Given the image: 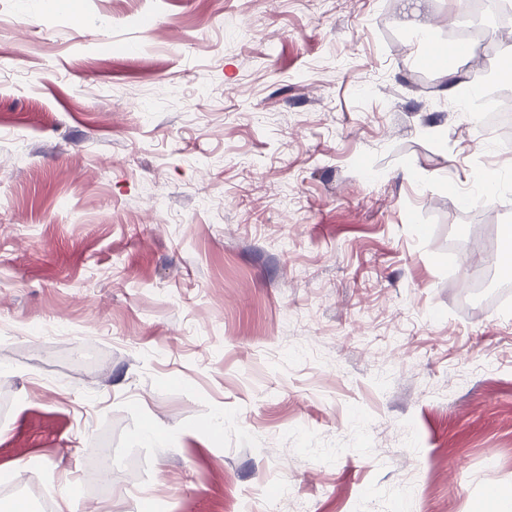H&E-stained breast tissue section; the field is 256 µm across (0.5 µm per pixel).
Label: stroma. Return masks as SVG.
I'll return each mask as SVG.
<instances>
[{"mask_svg": "<svg viewBox=\"0 0 512 512\" xmlns=\"http://www.w3.org/2000/svg\"><path fill=\"white\" fill-rule=\"evenodd\" d=\"M0 0V512H490L512 498L505 43L420 0ZM458 89L449 92V81ZM479 86L468 96L470 86ZM162 431V446L139 435ZM112 447V496L84 492ZM457 59V50L454 45L429 43L423 51V64L431 67H443L453 64Z\"/></svg>", "mask_w": 512, "mask_h": 512, "instance_id": "obj_1", "label": "stroma"}]
</instances>
